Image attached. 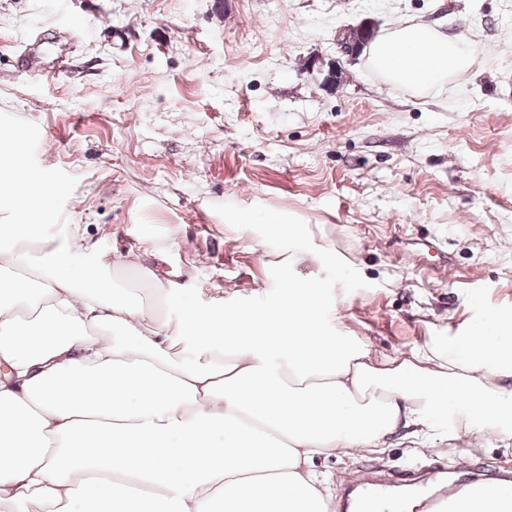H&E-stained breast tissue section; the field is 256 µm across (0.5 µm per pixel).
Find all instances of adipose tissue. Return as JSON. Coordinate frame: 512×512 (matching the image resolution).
<instances>
[{"label":"adipose tissue","instance_id":"adipose-tissue-1","mask_svg":"<svg viewBox=\"0 0 512 512\" xmlns=\"http://www.w3.org/2000/svg\"><path fill=\"white\" fill-rule=\"evenodd\" d=\"M473 46L407 22L369 62L422 92L470 69ZM0 134V512H335L318 456L429 446L441 428L512 448V345L459 329L375 360L339 335L314 275L253 311L185 309L187 351L105 270L142 251L48 237L57 187ZM84 257L80 271L72 260Z\"/></svg>","mask_w":512,"mask_h":512}]
</instances>
